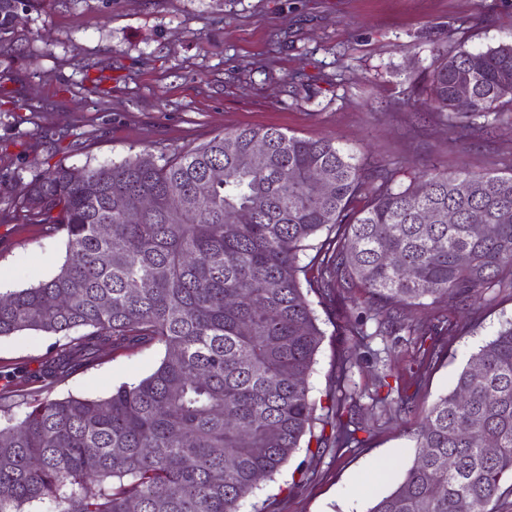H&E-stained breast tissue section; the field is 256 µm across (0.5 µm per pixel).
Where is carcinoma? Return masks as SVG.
Returning <instances> with one entry per match:
<instances>
[{
  "mask_svg": "<svg viewBox=\"0 0 512 512\" xmlns=\"http://www.w3.org/2000/svg\"><path fill=\"white\" fill-rule=\"evenodd\" d=\"M52 2L0 0V44ZM429 97L462 143L489 127L478 118L512 121V43L448 52ZM74 172L59 164L14 177V210L63 231L67 250L50 279L0 303V336L88 329L50 373L140 344L165 353L105 399H45L18 419L0 414V512H40L46 502L52 512H239L317 420L308 378L323 333L310 292L361 289L367 308L349 333L366 335L370 319L381 336L406 308L467 309L512 286V171L432 167L404 185L399 168H372L327 137L226 128L187 151ZM145 197L152 207L141 210ZM450 209L454 224L442 221ZM323 231L312 281L300 253ZM457 328L448 317L412 327L416 374L437 354V337ZM358 362L348 350L340 395L326 407L336 448L362 443L344 420ZM414 441L411 465L368 512H460L463 503L495 512L502 486L512 491V321L431 404Z\"/></svg>",
  "mask_w": 512,
  "mask_h": 512,
  "instance_id": "carcinoma-1",
  "label": "carcinoma"
}]
</instances>
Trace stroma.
I'll list each match as a JSON object with an SVG mask.
<instances>
[{
	"label": "stroma",
	"mask_w": 512,
	"mask_h": 512,
	"mask_svg": "<svg viewBox=\"0 0 512 512\" xmlns=\"http://www.w3.org/2000/svg\"><path fill=\"white\" fill-rule=\"evenodd\" d=\"M512 41V0H57L31 13L0 46V271L12 287L50 278L66 251L63 233L29 224L9 195L16 168L39 174L63 163L100 165L143 152L196 147L227 127H274L326 136L383 163L409 182L424 166L480 172L512 169V125L460 144L427 111L429 78L458 47ZM104 75L97 92L83 75ZM20 92L33 110L7 95ZM323 338L309 377L310 396L328 403L343 348L362 361L346 391L363 444L298 451L242 512H368L412 462V425L448 392L472 354L512 320V288L490 291L424 372L408 409L380 388L392 374L410 379L417 339L351 336L359 308L342 296L311 294ZM68 337L26 330L0 336V407L19 416L44 398L102 399L149 375L162 346L104 353L49 377L44 367Z\"/></svg>",
	"instance_id": "35a3bbf8"
}]
</instances>
